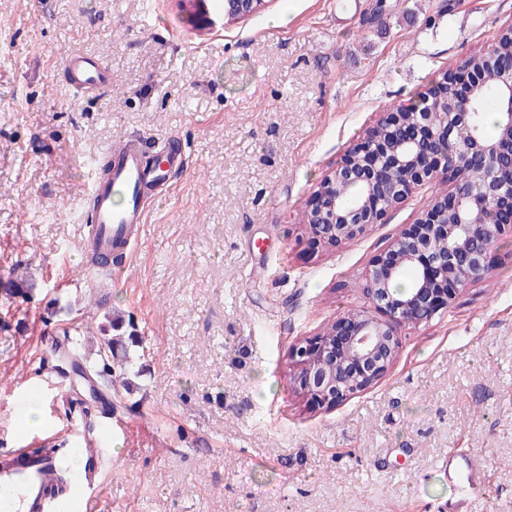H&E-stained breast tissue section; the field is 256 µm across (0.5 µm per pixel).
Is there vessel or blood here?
Returning <instances> with one entry per match:
<instances>
[{
  "label": "vessel or blood",
  "mask_w": 512,
  "mask_h": 512,
  "mask_svg": "<svg viewBox=\"0 0 512 512\" xmlns=\"http://www.w3.org/2000/svg\"><path fill=\"white\" fill-rule=\"evenodd\" d=\"M63 74L74 89L101 91L112 85L111 73L92 58L67 55ZM105 177H93L89 189L96 204L91 224L87 226L90 240H97L123 252L133 251L131 229L143 223L146 209L143 196L149 186L169 184L173 173L183 170L182 156L166 155L159 166L146 168L143 145L129 140L112 149L107 157ZM12 463L0 469V512H45L48 489L52 484V466L47 462L29 460L23 450L11 452ZM485 462L475 453L448 457V481L459 488L458 497L448 503V512H473L483 498ZM103 477L98 456H86L81 470L71 481L70 508L72 512H96L94 490Z\"/></svg>",
  "instance_id": "1"
}]
</instances>
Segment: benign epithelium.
I'll return each mask as SVG.
<instances>
[{
  "label": "benign epithelium",
  "instance_id": "7a95c632",
  "mask_svg": "<svg viewBox=\"0 0 512 512\" xmlns=\"http://www.w3.org/2000/svg\"><path fill=\"white\" fill-rule=\"evenodd\" d=\"M266 0H224L232 20L257 12ZM470 61L456 73L461 94L470 98L487 83L507 99L495 137L478 127L476 112H432L437 97H419L402 112H384L366 137L349 148L320 182L306 213L312 234L327 245L352 239L377 223L420 183L448 171V154L459 165L478 164L482 182L453 184L417 223L379 255L367 278V294L388 319L367 310L337 317L320 337L295 344L289 353L300 366L296 387L317 405L331 408L381 381L399 350L395 325L429 321L457 292L489 275L486 254L496 234L512 224V65L470 77ZM493 223L485 224V212ZM414 272L411 287L397 281Z\"/></svg>",
  "mask_w": 512,
  "mask_h": 512
}]
</instances>
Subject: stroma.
I'll return each mask as SVG.
<instances>
[{
    "label": "stroma",
    "mask_w": 512,
    "mask_h": 512,
    "mask_svg": "<svg viewBox=\"0 0 512 512\" xmlns=\"http://www.w3.org/2000/svg\"><path fill=\"white\" fill-rule=\"evenodd\" d=\"M338 3L268 0L230 20L220 0H0V275L33 285L0 295V459L65 425L78 381L51 349L70 325L92 354L109 313L142 345L114 401L101 512H440L452 449L486 460L476 512H512L511 230L486 279L398 326L377 385L326 409L292 383L289 347L368 307L372 261L452 189L437 174L332 247L303 222L321 180L382 112L512 25V0H357L345 20ZM68 53L98 60L111 89L69 88ZM128 139L186 168L148 198L116 280L88 265L81 214Z\"/></svg>",
    "instance_id": "1"
}]
</instances>
